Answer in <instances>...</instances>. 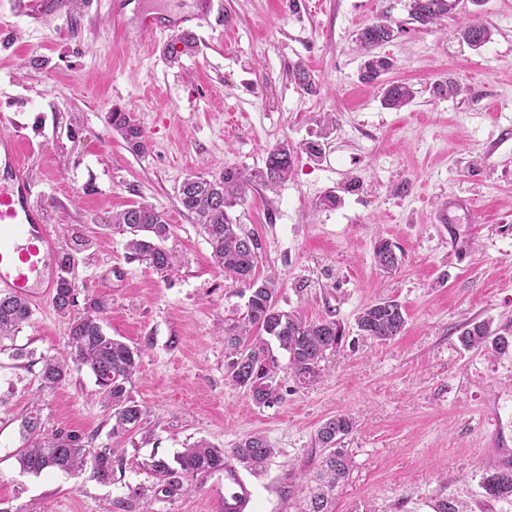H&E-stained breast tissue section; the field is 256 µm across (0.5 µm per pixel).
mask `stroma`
I'll return each instance as SVG.
<instances>
[{"mask_svg": "<svg viewBox=\"0 0 512 512\" xmlns=\"http://www.w3.org/2000/svg\"><path fill=\"white\" fill-rule=\"evenodd\" d=\"M65 2V15L35 24L0 0V132L24 126L22 157L60 249L69 232L90 239L74 270L73 313L83 314L87 290L106 296V334L143 349L127 389L146 414L142 429L113 435L87 367L73 365L68 382L44 390L40 363L1 353L0 512H119L136 492L140 510L224 512L223 472L184 477V491L167 498L155 495L148 462L200 439L231 449L253 434L277 453L247 477L250 512H302L298 486L322 457L315 434L339 413L355 427L343 441L353 467L334 491L336 512H437L443 500L512 512L480 488L496 449L512 451V354L457 342L471 320L512 336V0L467 6L428 30L410 23L407 0H221L199 40L174 34L169 60L141 40L115 41L108 0ZM382 14L399 28L377 49L394 64L387 78L416 91L398 110L359 80L356 35ZM475 16L492 31L476 51L456 38ZM298 65L318 93L291 78ZM444 80L463 94L436 95ZM113 111L140 123L145 153L112 129ZM328 113L336 127L324 138ZM284 140L295 150L292 175L256 186L230 215L259 242L258 274L279 275V307L335 318L348 339L308 386L270 344L283 399L263 407L226 374L222 329L246 299L225 281L177 187L190 174L264 168ZM329 191L336 206L319 207ZM452 197L470 209H448ZM138 202L172 226L165 246L178 264L168 276L129 259L125 234L109 225ZM381 238L404 253L389 272L373 259ZM383 298L405 307V330L388 341L360 335L357 314ZM67 333L47 300L14 343L67 358ZM31 413L45 432L75 430L114 449L111 482L88 470L22 472L15 453Z\"/></svg>", "mask_w": 512, "mask_h": 512, "instance_id": "stroma-1", "label": "stroma"}]
</instances>
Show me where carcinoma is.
<instances>
[{
	"mask_svg": "<svg viewBox=\"0 0 512 512\" xmlns=\"http://www.w3.org/2000/svg\"><path fill=\"white\" fill-rule=\"evenodd\" d=\"M460 0H408V13L413 23L430 29L456 13ZM396 34L391 19L376 18L357 34V41L364 61L359 79L365 84H377L382 90V105L400 109L415 97V91L406 83H387L383 76L393 68V62L374 53L383 42L391 41ZM459 39L471 49L484 47L491 40L488 26L477 19L470 20L458 31ZM112 129L120 133L128 147L135 153L147 149L144 130L127 112H114ZM293 155L286 142L269 149L265 168L246 174L236 168H226L217 175H189L177 187L182 207L200 224L207 236L211 254L224 276L240 287L247 297L245 315L236 323L224 327V344L234 352L229 381L249 392L254 402L271 407L282 400L278 365L270 355L269 340L288 354V368L301 385H310L321 376L320 363L325 354L342 344L344 327L334 319L308 322L293 311L278 305L280 284L274 277L256 276L258 241L244 233L229 215V209L243 201L256 185L284 181L292 173ZM112 225L122 228L129 235L126 243L129 258L142 260L153 270L168 275L174 266L173 255L163 246L170 235V224L164 213L149 203H141L112 215ZM87 247L82 240L78 247L61 253L59 266L64 275L58 277L51 302L55 310L69 318L68 337L72 354L88 367L95 377L98 396L103 407L112 417V434L133 433L142 427L145 411L131 398L127 390L131 376L139 366L141 349L107 335L101 325L100 314L108 307L102 296L88 299L83 315L70 317V294L76 289L72 273L77 262L76 254ZM373 258L382 270L398 267L402 255L396 246L380 239L374 243ZM32 314L26 301L0 295V351L9 353L16 361L30 360L34 352L16 345L6 346L5 340L14 338ZM406 311L395 299H378L361 309L356 325L361 334L380 341L393 340L406 327ZM461 348L478 350L491 357L512 352V338L501 336L485 321H468L458 330ZM40 386L53 388L67 380L70 364L54 356H40ZM354 428L352 419L345 414L328 418L317 430L316 441L324 450L314 483L307 486V512H334L331 491L350 473L351 456L341 441ZM23 447L16 456L21 468L38 475L45 470L77 471L92 467L96 477L112 480V448H91L89 442L75 431L58 430L45 435L39 415L29 414L21 423ZM275 449L260 434L250 435L227 451L205 440H199L177 457V466L165 459L152 460L150 469L156 479L157 492L171 496L183 488L186 475L205 476L224 469L233 462L243 469L256 473L265 467ZM484 496L495 501H512V464L496 466L483 477Z\"/></svg>",
	"mask_w": 512,
	"mask_h": 512,
	"instance_id": "cac0c4a2",
	"label": "carcinoma"
}]
</instances>
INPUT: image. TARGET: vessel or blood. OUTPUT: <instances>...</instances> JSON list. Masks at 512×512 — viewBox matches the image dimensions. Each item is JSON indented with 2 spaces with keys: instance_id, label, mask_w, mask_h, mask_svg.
I'll return each instance as SVG.
<instances>
[{
  "instance_id": "1",
  "label": "vessel or blood",
  "mask_w": 512,
  "mask_h": 512,
  "mask_svg": "<svg viewBox=\"0 0 512 512\" xmlns=\"http://www.w3.org/2000/svg\"><path fill=\"white\" fill-rule=\"evenodd\" d=\"M62 0H13L16 12L39 23L59 13ZM219 0H188L179 13L165 8L138 10L134 22L115 5L113 18L118 32L147 40L161 50L171 33L200 27L220 10ZM18 133L0 135V293L29 303L48 299L58 275V240L38 201L33 176L23 161ZM251 500L248 483L234 465L224 469L226 512H246Z\"/></svg>"
}]
</instances>
